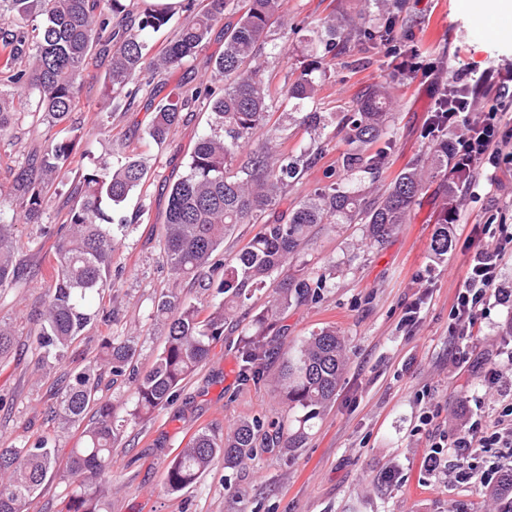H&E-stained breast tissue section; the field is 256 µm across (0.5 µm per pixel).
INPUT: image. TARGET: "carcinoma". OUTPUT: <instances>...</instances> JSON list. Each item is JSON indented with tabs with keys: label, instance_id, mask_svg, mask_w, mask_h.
Instances as JSON below:
<instances>
[{
	"label": "carcinoma",
	"instance_id": "1",
	"mask_svg": "<svg viewBox=\"0 0 512 512\" xmlns=\"http://www.w3.org/2000/svg\"><path fill=\"white\" fill-rule=\"evenodd\" d=\"M376 5L383 22L375 28L366 26L363 14L348 11L324 21L326 45L340 54L356 45L368 51L388 40L391 25L409 17L405 0H376ZM179 9L185 21L152 56L142 34L165 28L173 16L155 0H0V87L10 88L0 90V136L12 126L14 115L23 112L49 129L62 123L77 109L81 76L97 55L112 53L104 76L107 108L114 93L136 99L141 75H160L179 66L205 44L216 24L237 16L224 24V50L214 61L215 76L224 88L201 84L157 103L147 128L148 136L161 143L178 126L182 113L207 102L212 132L195 143L185 173L167 187L163 245L173 275L205 291L215 290V303L186 302L173 292L161 296L155 317L166 329V340L143 375L136 370L133 339H105L100 353L72 375L50 408L62 424L93 414L70 449L66 469L57 468V449L43 440L0 448V512H26L29 499L53 476L68 486L61 512H110L112 448L124 428L172 402L182 383L207 359L212 344L249 315L248 302L278 273L282 278L272 304L252 316L254 331L240 347L242 379L267 381L263 366L275 350L267 334L292 304L318 298L327 278L336 273L331 265L316 277L288 274V261L298 258L310 228L358 216L367 226L369 242L380 244L406 222L430 175L446 172L452 164L448 140L439 138L426 162L403 169L384 191L377 190L374 184L380 181L391 145V100L384 87L370 85L356 95L336 134L348 145L342 168L352 175H369L374 197L339 190L332 183L301 200L287 221H266V213L280 204L288 180L321 155L316 150L290 159L268 144L251 147L268 117L272 90L265 45L271 26L282 22L283 0H245L243 5L239 0H206L202 6L197 0H179ZM316 90L311 74L303 73L284 94L305 100ZM78 143L77 135L51 141L40 157L18 172L10 192L0 194V288H8L30 276L16 259L13 226L39 223L47 190L55 181L67 178L73 185L64 219L68 230L55 246L53 288L35 315L39 370L61 362L98 320L94 299L113 287L116 232L130 227L124 217L112 223L108 206L124 203L147 175L145 162L133 154L111 165L75 167ZM371 146L376 150L369 154ZM238 224H259L261 230L231 262L215 259ZM451 247L445 214L431 251L443 259ZM345 365V343L336 328L312 332L288 353L275 381L281 400L296 412L293 423L273 422L266 430L253 418L238 422L221 439L199 433L167 465L168 491L176 494L195 485L219 459L224 468L234 470L253 459L259 448L302 447L315 420L336 396ZM120 378L132 383L133 408L125 417L117 416L104 396ZM488 496L497 512H512V468L500 474Z\"/></svg>",
	"mask_w": 512,
	"mask_h": 512
}]
</instances>
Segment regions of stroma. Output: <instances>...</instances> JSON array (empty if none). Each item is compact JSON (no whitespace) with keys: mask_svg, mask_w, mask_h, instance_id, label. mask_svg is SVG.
<instances>
[{"mask_svg":"<svg viewBox=\"0 0 512 512\" xmlns=\"http://www.w3.org/2000/svg\"><path fill=\"white\" fill-rule=\"evenodd\" d=\"M456 2L416 0L410 8L407 29L421 60L436 63L437 83H447L468 63L512 68V12L490 14L485 28L478 30L475 9L459 11ZM342 7L364 11L373 23L381 21L374 0H284V22L269 34L265 53L273 86L290 84L306 69L319 86L309 100L276 97L268 125L253 140L258 146L276 137L279 151L293 156L308 149L321 152L317 163L289 184L276 209L280 216L330 182L340 190L368 189L366 175L342 169L340 157L347 145L336 134L338 121L366 86L390 83L393 97V145L380 187L431 148L426 121L434 98L423 77L390 82L389 57L381 45L366 56L357 48L343 55L326 49L317 27ZM223 49L224 32L218 25L183 66L143 82L135 105L119 95L106 113L99 104L105 97L107 60L97 58L84 73L80 104L68 122L48 131L23 115L0 138L2 190L9 189L30 156L42 152L48 137L66 136L73 126L80 130L77 158L83 165L110 163L121 152L134 151L148 168L142 191L123 205L124 215L138 221L112 254L116 283L99 302L105 320L88 327L62 362L39 375L34 372L38 351L30 316L48 293L70 182L50 190L39 223L16 224L17 257L36 274L15 287L0 288V321L16 334L13 353L0 360V448L45 439L56 447L59 464H66L82 428L63 430L48 420L57 389L92 359L107 337H136L137 365L148 369L165 341L154 318L158 299L174 291L182 299L199 301L196 285L174 281L163 258L164 186L184 172L193 145L209 133L210 113L202 106L184 113L169 138L158 144L146 133L150 114L144 103L152 95L161 101L180 87L211 82L213 61ZM314 111L325 118L324 129L315 133L301 124L302 116ZM440 184L436 178L427 185L407 222L384 244H370L365 225L358 223L312 228L300 254L304 273L313 275L332 264L336 275L318 299L290 306L269 337L295 346L313 331L335 327L346 340L348 365L335 400L302 447L259 449L249 466L234 472L218 462L190 489L177 494L167 490L168 463L196 433L221 435L240 420L270 421L285 413L276 391L238 376L240 344L252 331L249 323H241L225 330L172 403L127 425L112 450V512H489L487 471L493 465L511 468L512 450L473 455L469 483H451L447 470L425 467L430 441L419 416L434 412L439 430L448 432L458 426L464 406L487 421L501 409L497 391L484 382L482 366L512 369V362L498 352L503 330L512 323V303H491L471 350L470 368L452 364L448 315L482 226L512 225V175H501L492 196H457L453 246L443 260L430 250L443 197ZM416 299L421 302L419 322L410 329L402 317L405 306Z\"/></svg>","mask_w":512,"mask_h":512,"instance_id":"35a3bbf8","label":"stroma"}]
</instances>
